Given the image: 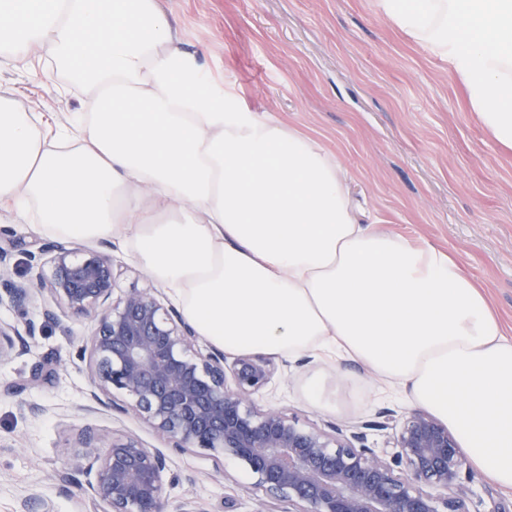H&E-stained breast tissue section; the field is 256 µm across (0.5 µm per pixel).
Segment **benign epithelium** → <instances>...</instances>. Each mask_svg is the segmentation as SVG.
Listing matches in <instances>:
<instances>
[{
  "instance_id": "1",
  "label": "benign epithelium",
  "mask_w": 512,
  "mask_h": 512,
  "mask_svg": "<svg viewBox=\"0 0 512 512\" xmlns=\"http://www.w3.org/2000/svg\"><path fill=\"white\" fill-rule=\"evenodd\" d=\"M8 256L0 245V302L25 310L39 301L53 321L60 312L92 319L82 351L93 403L137 414L175 450L203 448L239 461L270 499L288 504L286 512H470L460 448L428 413L404 416L378 451L366 431L390 428V409L330 433L278 409L260 410L269 360L256 353L228 364L219 351L200 352L194 327L152 288L113 299L115 272L105 251L39 240L26 253L20 282L8 275ZM37 332L31 319L22 331L0 322V363L26 354ZM78 443L94 452L74 458L69 470L93 477L95 512H163L162 452L121 433L84 430Z\"/></svg>"
}]
</instances>
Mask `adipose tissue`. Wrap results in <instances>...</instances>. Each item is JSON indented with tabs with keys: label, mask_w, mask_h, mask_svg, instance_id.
Segmentation results:
<instances>
[{
	"label": "adipose tissue",
	"mask_w": 512,
	"mask_h": 512,
	"mask_svg": "<svg viewBox=\"0 0 512 512\" xmlns=\"http://www.w3.org/2000/svg\"><path fill=\"white\" fill-rule=\"evenodd\" d=\"M512 149V0H377ZM45 52L44 66L33 60ZM0 59L63 75L48 124L0 83V211L132 244L215 348L346 359L512 489V333L452 254L375 230L319 142L205 75L157 0H0Z\"/></svg>",
	"instance_id": "ef3b65f1"
}]
</instances>
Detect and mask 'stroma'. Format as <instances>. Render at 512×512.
<instances>
[{
  "instance_id": "35a3bbf8",
  "label": "stroma",
  "mask_w": 512,
  "mask_h": 512,
  "mask_svg": "<svg viewBox=\"0 0 512 512\" xmlns=\"http://www.w3.org/2000/svg\"><path fill=\"white\" fill-rule=\"evenodd\" d=\"M214 85H231L242 106L271 115L319 141L348 172L354 197L380 229L428 242L457 257L480 283L505 328L512 331V151L485 135L446 63L380 16L376 0H159ZM35 111L55 123L79 107L77 92L59 93L58 77L30 81L0 67ZM14 241L8 271L25 273L24 251L46 233L37 224L0 214ZM108 253L115 296L154 285L123 241ZM40 321L26 355L0 365V512H17L36 492L54 512H94L87 479L65 477L81 430L119 431L166 451L165 439L141 419L88 410V365L79 347L91 327L85 317L43 320L39 307L0 303V321ZM60 361L48 379L35 369ZM258 406L273 407L307 426L343 424L382 407L409 403L362 366L338 360L275 359ZM324 371L338 390L335 407L311 403L304 388ZM166 512L192 502L196 512H269L271 501L238 463L210 451L171 454Z\"/></svg>"
}]
</instances>
